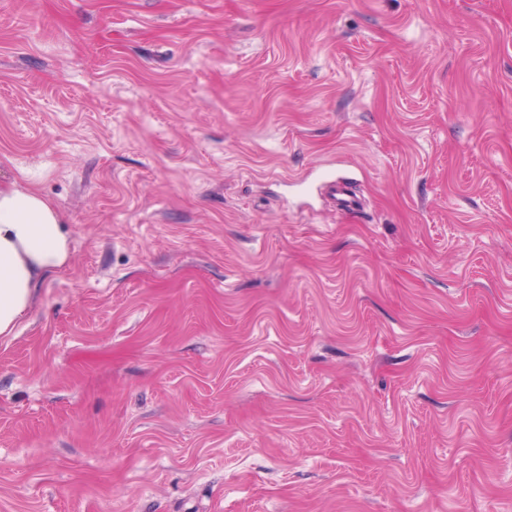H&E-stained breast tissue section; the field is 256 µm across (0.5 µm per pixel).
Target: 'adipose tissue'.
Returning a JSON list of instances; mask_svg holds the SVG:
<instances>
[{"label":"adipose tissue","instance_id":"ef3b65f1","mask_svg":"<svg viewBox=\"0 0 512 512\" xmlns=\"http://www.w3.org/2000/svg\"><path fill=\"white\" fill-rule=\"evenodd\" d=\"M70 257L67 226L52 201L27 181L0 184V336L14 334L38 287Z\"/></svg>","mask_w":512,"mask_h":512}]
</instances>
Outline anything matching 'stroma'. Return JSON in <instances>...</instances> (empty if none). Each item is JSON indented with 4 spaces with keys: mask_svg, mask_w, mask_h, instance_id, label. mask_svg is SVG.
Masks as SVG:
<instances>
[{
    "mask_svg": "<svg viewBox=\"0 0 512 512\" xmlns=\"http://www.w3.org/2000/svg\"><path fill=\"white\" fill-rule=\"evenodd\" d=\"M25 174L0 512H512V0H0ZM26 179L0 184V336L14 335L38 287L71 257L67 224Z\"/></svg>",
    "mask_w": 512,
    "mask_h": 512,
    "instance_id": "obj_1",
    "label": "stroma"
}]
</instances>
